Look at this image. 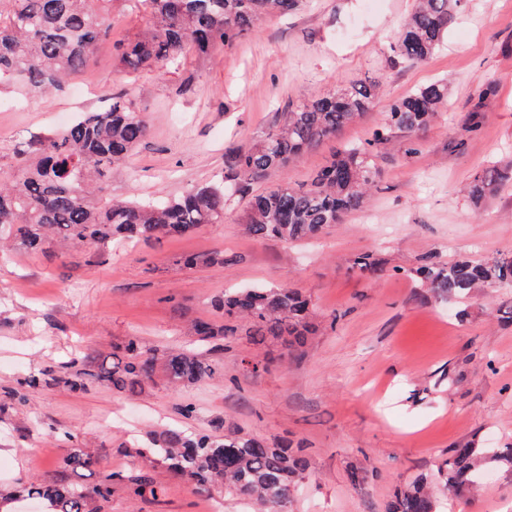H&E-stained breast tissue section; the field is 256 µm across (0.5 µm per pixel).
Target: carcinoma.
I'll return each mask as SVG.
<instances>
[{"instance_id": "1", "label": "carcinoma", "mask_w": 512, "mask_h": 512, "mask_svg": "<svg viewBox=\"0 0 512 512\" xmlns=\"http://www.w3.org/2000/svg\"><path fill=\"white\" fill-rule=\"evenodd\" d=\"M97 0H0V83L18 77L29 91L47 94L90 63L98 37L109 27L96 9ZM303 0H142L147 31L119 50L124 65L137 70L159 67L187 43L206 54L217 43L227 44L267 15H288ZM469 0H419L401 32L390 43L393 57L407 63L426 61L448 36ZM376 86L354 83L342 91L298 105L284 123L252 147H237L224 155V177L196 184L181 194L153 202L116 199L109 172L124 160L148 131L141 113L123 96L95 112H83L58 132L28 144L21 169L0 178V227L10 228L16 244L30 252L77 248L92 241L106 252L115 240H152L190 235L205 224L224 223V201L250 194L249 230L259 238L300 241L321 234L348 213L362 207L368 186L377 176V147L395 133L424 129L448 96V84L432 81L394 101L371 139L347 146L318 171L305 187L283 180L250 193L271 173L283 170L321 140L366 112ZM512 182V168L489 166L476 173L470 196L482 201ZM222 252L185 254L173 259L184 268L222 267ZM351 268L377 277L383 262L360 253ZM423 287L442 301H457L487 284L512 286V257L487 261L460 259L426 263L415 269ZM216 320L192 322L196 342L214 345L230 336H245L253 344L283 343L287 350L301 345L313 331L310 301L294 288L237 289L214 300ZM97 369L61 373L49 368L31 383L63 381L84 391L92 380L135 397L152 380L157 367L178 387L215 377L222 366L199 349L169 351L159 358L130 337L112 344L109 354H96ZM139 454L162 463L174 476L201 492L222 487L253 499L268 512H287L293 489L308 463L290 447L228 429L224 418L211 420L205 432L168 428L139 448ZM93 465L92 458L73 449L63 466L38 483L22 487L20 496L44 501V512H92L90 504L109 501L112 482H130L141 497L155 498L160 488L146 475L110 474L87 488L75 477ZM512 468V445L478 448L467 441L448 449L435 471L399 489L386 512H438L428 484L444 485L448 498L470 494L495 468Z\"/></svg>"}]
</instances>
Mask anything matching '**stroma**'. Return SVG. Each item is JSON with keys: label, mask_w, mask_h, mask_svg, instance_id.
<instances>
[{"label": "stroma", "mask_w": 512, "mask_h": 512, "mask_svg": "<svg viewBox=\"0 0 512 512\" xmlns=\"http://www.w3.org/2000/svg\"><path fill=\"white\" fill-rule=\"evenodd\" d=\"M415 0H308L301 10L263 20L207 54L185 47L174 63L126 69L118 47L145 29L137 0H100L110 27L88 67L56 92H0V170L54 130L52 114L99 109L123 94L141 112L147 137L112 170V190L140 202L220 178L224 151L248 147L278 115L356 82L376 81L371 107L335 137L291 162L301 185L349 144L368 138L393 101L434 80L447 104L415 134H393L378 149L377 177L363 206L317 238L254 237L246 199L224 204V221L191 235L136 242L76 257L0 253V491L47 477L77 433L95 459L82 482L107 473L147 474L159 498L112 486L110 512H252L223 490L197 492L140 457L135 444L177 425L176 407L196 401L189 429L213 417L242 432L292 443L308 470L293 512H385L397 488L428 475L456 444L512 443V287L498 285L462 302H439L412 275L422 263L512 256V185L481 204L466 188L475 172L512 166V0H474L425 62L394 59L389 45ZM224 252L223 267L185 269L179 254ZM371 252L387 267L371 279L350 269ZM281 286L311 300L314 335L294 352L243 339L209 352L222 373L188 388L155 376L135 398L102 384L75 392L25 386L46 367L87 360L136 337L147 349L194 347L190 324L212 315L225 289ZM261 359L259 375L242 359ZM366 467L352 486L350 465ZM443 512H512V470L501 468Z\"/></svg>", "instance_id": "35a3bbf8"}]
</instances>
